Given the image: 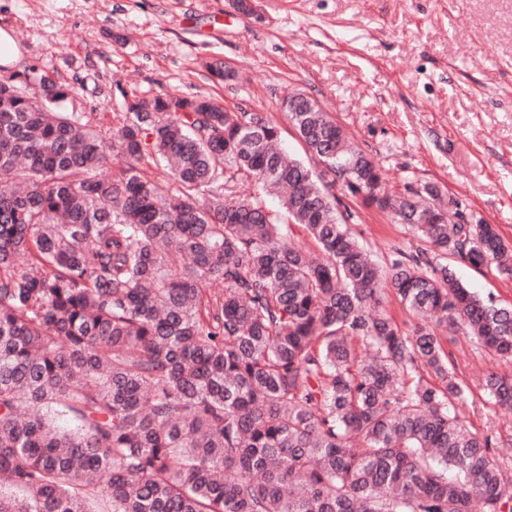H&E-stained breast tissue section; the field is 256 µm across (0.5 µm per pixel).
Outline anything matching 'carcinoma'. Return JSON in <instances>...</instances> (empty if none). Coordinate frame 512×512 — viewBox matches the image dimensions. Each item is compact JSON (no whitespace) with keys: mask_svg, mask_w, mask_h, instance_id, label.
<instances>
[{"mask_svg":"<svg viewBox=\"0 0 512 512\" xmlns=\"http://www.w3.org/2000/svg\"><path fill=\"white\" fill-rule=\"evenodd\" d=\"M285 97L319 171L220 99L135 96L103 130L52 68L0 64V512H512L437 333L512 359V306L444 263L512 277V244L448 223L434 184L387 190L318 99ZM337 187L423 245L369 258ZM483 390L512 414L511 375Z\"/></svg>","mask_w":512,"mask_h":512,"instance_id":"cac0c4a2","label":"carcinoma"}]
</instances>
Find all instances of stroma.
<instances>
[{"label": "stroma", "instance_id": "obj_1", "mask_svg": "<svg viewBox=\"0 0 512 512\" xmlns=\"http://www.w3.org/2000/svg\"><path fill=\"white\" fill-rule=\"evenodd\" d=\"M244 15L230 0H0V29L24 64L53 67L103 127L125 97L214 96L282 127L288 154L302 147L280 102L315 96L382 170L390 189L430 182L447 209L498 225L512 242V0H258ZM231 67L219 82L207 63ZM350 231L372 257L417 245L409 225L347 196ZM481 297L512 304V278L457 266ZM470 389L460 420L501 439L512 475V415L482 389L512 371L476 339L446 342Z\"/></svg>", "mask_w": 512, "mask_h": 512}]
</instances>
